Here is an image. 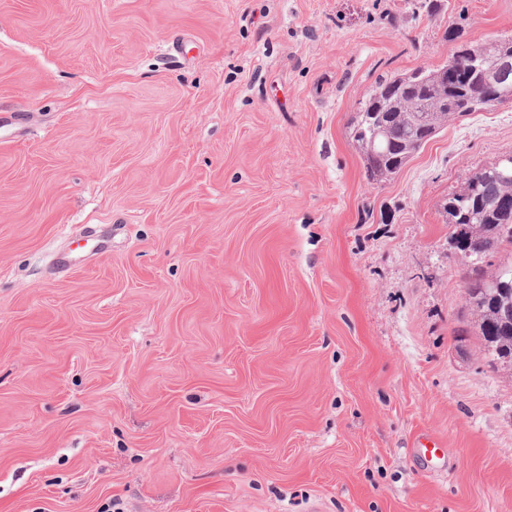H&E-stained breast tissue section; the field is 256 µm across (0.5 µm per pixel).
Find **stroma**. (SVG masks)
<instances>
[{
  "instance_id": "obj_1",
  "label": "stroma",
  "mask_w": 512,
  "mask_h": 512,
  "mask_svg": "<svg viewBox=\"0 0 512 512\" xmlns=\"http://www.w3.org/2000/svg\"><path fill=\"white\" fill-rule=\"evenodd\" d=\"M510 35L512 0H0V512H512L444 211L512 103L385 182L350 136Z\"/></svg>"
}]
</instances>
